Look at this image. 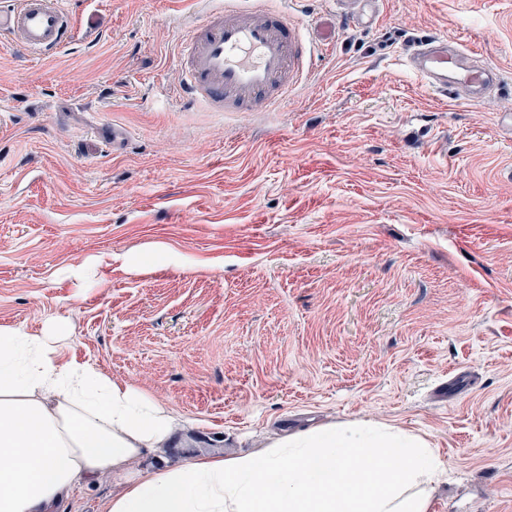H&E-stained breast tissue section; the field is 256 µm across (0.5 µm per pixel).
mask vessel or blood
I'll return each instance as SVG.
<instances>
[{
	"instance_id": "1",
	"label": "vessel or blood",
	"mask_w": 512,
	"mask_h": 512,
	"mask_svg": "<svg viewBox=\"0 0 512 512\" xmlns=\"http://www.w3.org/2000/svg\"><path fill=\"white\" fill-rule=\"evenodd\" d=\"M64 0H12L0 6V37L33 56H50L74 38ZM313 50L286 12L225 5L210 11L181 43L183 92L214 112L267 111L308 74ZM464 45L430 40L406 57L407 67L435 90L456 98L497 81L496 70L472 68Z\"/></svg>"
}]
</instances>
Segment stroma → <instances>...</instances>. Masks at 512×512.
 Returning <instances> with one entry per match:
<instances>
[{"instance_id":"35a3bbf8","label":"stroma","mask_w":512,"mask_h":512,"mask_svg":"<svg viewBox=\"0 0 512 512\" xmlns=\"http://www.w3.org/2000/svg\"><path fill=\"white\" fill-rule=\"evenodd\" d=\"M67 3L70 50L0 40V325L170 409L149 464L371 421L436 448L429 512H512V0H300L336 39L267 112L182 99L215 0ZM437 37L483 101L406 67ZM455 53L448 54V37L428 40L406 57V66L421 77L431 88L441 92L452 91L456 99H466L474 90H482L499 80L496 70L488 67H466L467 59L474 54L461 43ZM461 75V87L448 85V72ZM468 92V93H467Z\"/></svg>"}]
</instances>
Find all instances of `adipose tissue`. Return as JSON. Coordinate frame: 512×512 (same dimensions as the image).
<instances>
[{
    "instance_id": "1",
    "label": "adipose tissue",
    "mask_w": 512,
    "mask_h": 512,
    "mask_svg": "<svg viewBox=\"0 0 512 512\" xmlns=\"http://www.w3.org/2000/svg\"><path fill=\"white\" fill-rule=\"evenodd\" d=\"M66 334L0 326V512H55L75 486L112 478L101 512H428L442 469L429 442L371 422L283 438L256 453L142 468L173 414L85 363Z\"/></svg>"
}]
</instances>
